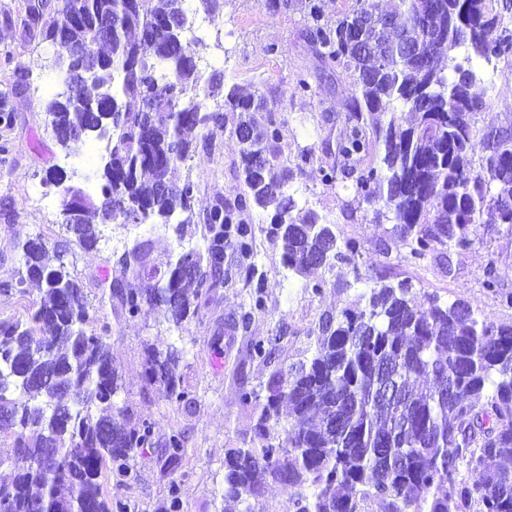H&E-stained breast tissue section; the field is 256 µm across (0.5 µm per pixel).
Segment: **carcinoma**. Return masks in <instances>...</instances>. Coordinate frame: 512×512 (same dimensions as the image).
I'll return each instance as SVG.
<instances>
[{"label": "carcinoma", "mask_w": 512, "mask_h": 512, "mask_svg": "<svg viewBox=\"0 0 512 512\" xmlns=\"http://www.w3.org/2000/svg\"><path fill=\"white\" fill-rule=\"evenodd\" d=\"M309 2L307 27L322 63L344 69L356 89L345 116L350 134L323 180L332 184L339 173L353 179L352 203L393 222L414 264L469 249L481 232L512 230V125L475 134L486 92L453 55L463 48L469 61L512 59V29L504 25L512 0H390L386 9L353 0L336 11L333 25L323 22L328 0ZM421 10L438 18L454 13L458 29L430 36L414 24ZM26 12L25 31L41 26L43 39L61 50L58 68L73 89L46 105L55 141L69 151L108 140L99 194L75 223L62 220L74 242L94 248L98 226L112 222L173 224L180 236L190 224L204 226L201 249L172 251L158 262L148 244L135 241L119 255L120 276L98 285L101 300L125 320L147 308L176 328L193 319L199 301L229 282L225 251L253 254V229L237 220L253 209H274L270 233L288 271L341 264L366 284L364 305L320 319L310 357L271 372L259 391L241 388L240 404L255 423L247 445L224 456L223 512H264L268 482L291 491L289 512H366L369 502L381 512H512V325L488 322L462 300L420 296L411 280L394 282L377 265L362 275L355 245L339 244L332 225L286 193L293 170L269 152L282 129L263 117L261 100L237 86L221 92L216 74L202 81L186 0H157L150 10L144 0H64L47 19L39 5ZM358 13L395 21L387 33H363V41L396 50L386 66L366 65L351 34ZM402 39L419 46L428 68L402 50ZM221 93L224 107L246 113L235 130L245 193L199 217L196 184L173 173L192 152L189 132L224 128V113L208 106ZM73 131L83 137L70 140ZM370 154L377 163L363 165ZM104 191L112 193L110 215ZM69 245L50 249L39 235L19 244V283L37 285L42 296L28 320H0V413L13 418V427L0 429L14 448L13 475L0 482L7 512H129L98 477L107 470L122 486L137 483L133 460L155 445L152 423L126 418L128 407L119 405L125 385L106 341L111 327L88 328L83 283L65 261ZM483 287L512 305L493 263ZM275 342L254 341L252 356L271 360ZM183 356L175 346L146 347L144 390L189 409L195 397ZM390 367L399 368L394 403L380 395ZM67 392L70 402L62 401ZM50 442L54 457L44 461ZM185 445L183 432H170L161 456L167 474L179 469ZM169 497L161 512H181L175 479Z\"/></svg>", "instance_id": "cac0c4a2"}]
</instances>
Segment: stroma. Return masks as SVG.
Returning <instances> with one entry per match:
<instances>
[{
    "label": "stroma",
    "mask_w": 512,
    "mask_h": 512,
    "mask_svg": "<svg viewBox=\"0 0 512 512\" xmlns=\"http://www.w3.org/2000/svg\"><path fill=\"white\" fill-rule=\"evenodd\" d=\"M28 0H0V92L9 94L11 125L0 123V138L8 139L12 152L0 161V283L13 290L0 291V318H25L35 309L40 294L31 284L17 285L21 254L16 244L32 234H42L48 243L68 239L62 225L60 188L46 187L49 170H65L71 186L92 192L99 182L101 154L88 147L61 151L48 127L47 94L34 90L29 77L54 80L60 72L53 65L55 46L43 41L40 32L24 33L21 20ZM308 0H290L273 12L266 0H224L218 29L194 26L201 39L200 68L203 75L219 73L225 85L255 91L268 117L281 122L282 136L275 142L277 160L296 167L288 188L295 198L315 211L323 223L334 225L338 237L356 243L361 259L390 268L401 278H410L418 294H436L443 299H461L478 308L483 317L497 324H512V307L483 288L484 270L496 263L503 291H512V232L503 230L484 243L465 251L451 252L452 271L429 261L415 266L405 260L407 248L392 231L390 221L376 220L372 211H350L351 180L334 185L322 180L324 168L336 162V146L347 134L346 104L355 87L344 70H325L316 44L306 34ZM472 68L486 89L489 106L475 117L476 130L512 125V65L499 63L495 72ZM307 76L313 91L293 92L298 76ZM239 122L235 112H225L224 128L211 136L194 132L196 149L175 173L191 179L197 189L193 208L205 214L218 204H232L244 191L239 171V147L233 132ZM308 163H301L302 152ZM272 214L254 209L241 215L255 229L254 256L244 263H230L232 281L218 290L208 305L183 330L171 328L162 313L147 310L140 318L126 321L121 313L100 299L97 280L114 273L115 260L125 246L139 239L149 242L152 255L164 259L176 246L202 247L203 227L195 224L184 236L162 224H104L96 247H71L67 255L71 272L84 285L93 327L109 324L107 342L112 363L125 381L121 403L135 416L155 424L157 440L171 430L182 431L186 452L175 477L165 476L159 465L160 449L138 452V483L116 486L102 474L104 491L122 497L130 512H159L168 497L169 483H181L182 512H220L224 491L226 449L240 446L254 421L238 401V383L257 388L269 373L303 360L321 317L336 313L357 299L349 267L332 273L324 269L308 276L288 277L281 250L269 235ZM263 279L265 308L251 311L246 286L249 278ZM328 285L313 293L317 279ZM277 337L275 356L263 362L252 358L250 344L260 338ZM184 351V373L196 404L183 410L169 405L160 394L144 392V346Z\"/></svg>",
    "instance_id": "1"
}]
</instances>
